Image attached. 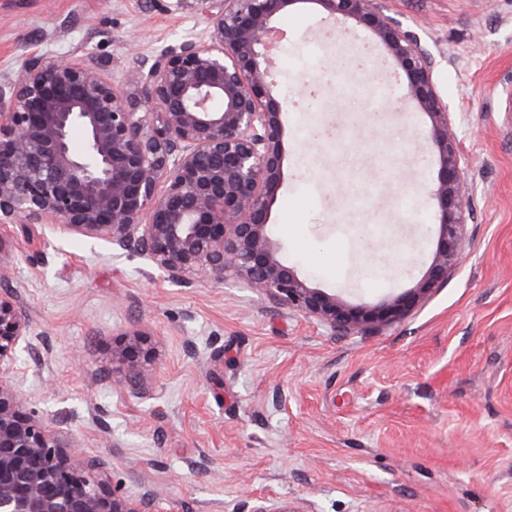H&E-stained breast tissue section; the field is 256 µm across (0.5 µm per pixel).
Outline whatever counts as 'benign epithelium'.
<instances>
[{"instance_id": "obj_1", "label": "benign epithelium", "mask_w": 512, "mask_h": 512, "mask_svg": "<svg viewBox=\"0 0 512 512\" xmlns=\"http://www.w3.org/2000/svg\"><path fill=\"white\" fill-rule=\"evenodd\" d=\"M191 3L203 33L135 59L127 93L91 60L27 55L0 78V224H57L148 260L173 283L227 277L331 330L389 325L409 316L456 270L470 200L463 151L439 93L433 60L380 0H312L331 21L374 35L405 79V100L429 119L438 162L429 190L438 226L432 260L407 291L352 304L315 288L280 256L267 218L281 183L284 103L261 67L274 20L305 0ZM85 133L80 154L70 133ZM30 352L29 321L0 289V512H160L155 497L117 494L98 455L29 408L3 364ZM154 350L134 332L118 372L137 394L152 390ZM250 512H301L261 502Z\"/></svg>"}]
</instances>
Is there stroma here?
<instances>
[{"label":"stroma","mask_w":512,"mask_h":512,"mask_svg":"<svg viewBox=\"0 0 512 512\" xmlns=\"http://www.w3.org/2000/svg\"><path fill=\"white\" fill-rule=\"evenodd\" d=\"M434 60L465 156L462 261L405 319L332 332L234 279L168 281L145 259L45 224L0 252L38 353L11 375L40 416L102 456L117 494L163 512L253 500L302 512H512V0H383ZM267 60L287 100L269 229L312 284L354 304L400 294L435 249L425 114L364 26L335 36L303 0ZM171 0H0V75L33 51L130 61L201 33ZM378 121H371V114ZM156 351L142 398L112 369Z\"/></svg>","instance_id":"stroma-1"}]
</instances>
